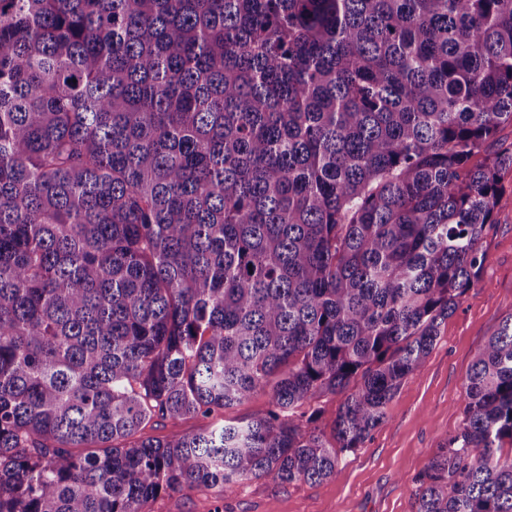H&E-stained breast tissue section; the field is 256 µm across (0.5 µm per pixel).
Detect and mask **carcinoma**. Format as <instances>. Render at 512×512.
<instances>
[{"instance_id": "cac0c4a2", "label": "carcinoma", "mask_w": 512, "mask_h": 512, "mask_svg": "<svg viewBox=\"0 0 512 512\" xmlns=\"http://www.w3.org/2000/svg\"><path fill=\"white\" fill-rule=\"evenodd\" d=\"M506 125L512 0H0V512L332 475L481 278ZM506 441L512 314L417 512H512ZM269 406V395L266 389H257L246 400L224 413L215 414L207 420L185 418L182 420H163L154 417L141 431L142 437L173 438L194 432L203 424H237L248 421L254 414L264 411ZM342 397L336 395H327L321 397L315 404L321 412L320 418L316 423L329 437L331 432V424L336 415V409L341 402Z\"/></svg>"}]
</instances>
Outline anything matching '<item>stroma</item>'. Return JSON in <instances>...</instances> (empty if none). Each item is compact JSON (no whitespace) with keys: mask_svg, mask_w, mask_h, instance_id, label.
I'll return each mask as SVG.
<instances>
[{"mask_svg":"<svg viewBox=\"0 0 512 512\" xmlns=\"http://www.w3.org/2000/svg\"><path fill=\"white\" fill-rule=\"evenodd\" d=\"M488 260L475 286L441 327L423 365L400 386L362 448L314 483L243 480L216 495L186 489L164 495L152 512H416L415 480L460 428L475 354L512 314V205L501 207L484 239Z\"/></svg>","mask_w":512,"mask_h":512,"instance_id":"obj_1","label":"stroma"}]
</instances>
